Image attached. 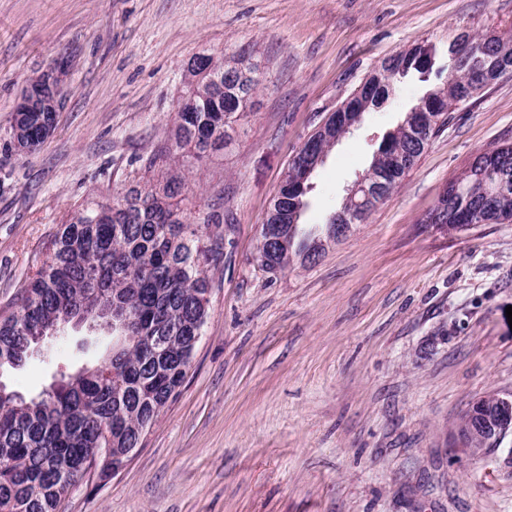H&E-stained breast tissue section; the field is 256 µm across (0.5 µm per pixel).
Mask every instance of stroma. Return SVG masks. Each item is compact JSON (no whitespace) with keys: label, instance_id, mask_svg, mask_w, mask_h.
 <instances>
[{"label":"stroma","instance_id":"obj_1","mask_svg":"<svg viewBox=\"0 0 512 512\" xmlns=\"http://www.w3.org/2000/svg\"><path fill=\"white\" fill-rule=\"evenodd\" d=\"M512 30V0H0V309L74 208L112 200L166 143L197 56H243L260 85L236 136L180 195L223 220L209 315L176 396L113 477L88 474L59 512H512V431L452 456L461 416L512 393V223H425L473 155L512 143V78L455 112L418 165L319 259L272 275L259 230L293 154L391 54L461 29ZM55 71L63 106L36 151H5L27 82ZM418 76L363 115L310 178L301 221L325 223ZM104 330L66 328L10 371L40 394L97 362Z\"/></svg>","mask_w":512,"mask_h":512}]
</instances>
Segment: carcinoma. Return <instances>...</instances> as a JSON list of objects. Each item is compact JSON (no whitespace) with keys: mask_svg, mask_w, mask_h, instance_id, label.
<instances>
[{"mask_svg":"<svg viewBox=\"0 0 512 512\" xmlns=\"http://www.w3.org/2000/svg\"><path fill=\"white\" fill-rule=\"evenodd\" d=\"M454 41L463 43L464 58L455 61L447 49L416 43L387 57L367 88L347 100L354 119L387 100L398 79L410 73L441 80L379 143L366 171L373 198L402 184L451 113L488 86L487 77H512V50L504 55L498 42L468 30ZM195 63L207 77H222V87L203 92L195 84L181 97L170 134L174 144L147 160V168H160V178L138 181L111 202L90 199L76 208L56 233L48 259L11 311L0 315V378L26 363L31 337L97 289L126 306L132 334L126 351L80 368L74 381L52 392L19 403L0 395V512H57L61 497L82 481L91 456L101 473L112 471V457L139 447L185 381L208 317V268L223 257L224 234L215 221L199 229L172 203L189 178L179 159L187 150L201 162L230 144L236 118L259 84L256 68L243 56H199ZM55 125L50 112H18L10 138L21 136L32 151ZM342 133L329 117L327 132L318 129L309 137L314 152L326 154ZM304 175V165L289 163L261 224L257 261L268 274L322 247L307 243V234L299 238L303 187L309 186ZM456 185L464 190L459 197L453 195ZM448 186V200L434 207L448 217V231L470 229L476 209L484 211L486 224L512 222V144L481 151ZM367 216L346 198L329 216L325 235L334 238L336 225L361 224Z\"/></svg>","mask_w":512,"mask_h":512,"instance_id":"carcinoma-1","label":"carcinoma"}]
</instances>
